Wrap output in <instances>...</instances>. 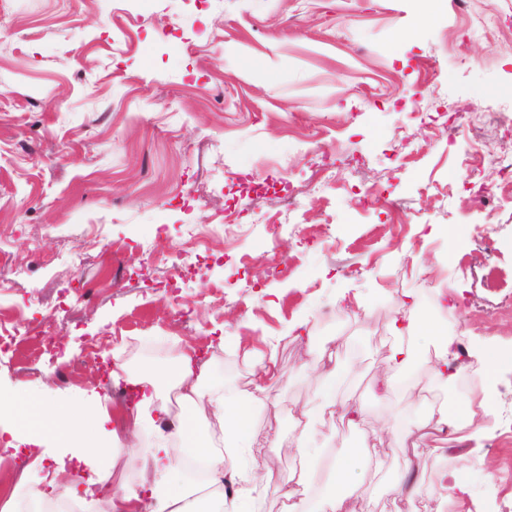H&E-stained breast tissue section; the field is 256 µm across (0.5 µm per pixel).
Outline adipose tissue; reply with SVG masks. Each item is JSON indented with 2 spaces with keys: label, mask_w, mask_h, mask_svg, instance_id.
<instances>
[{
  "label": "adipose tissue",
  "mask_w": 512,
  "mask_h": 512,
  "mask_svg": "<svg viewBox=\"0 0 512 512\" xmlns=\"http://www.w3.org/2000/svg\"><path fill=\"white\" fill-rule=\"evenodd\" d=\"M398 335L391 346L381 377L384 391L394 384L409 382L417 352L411 338L430 339L434 352L430 360L433 379L446 387H454L459 373V352L455 337L445 334L435 321L434 312H420L410 320H394ZM314 364L320 371L322 387L317 401L304 413L305 423L288 444L291 454L301 463L299 473L291 480L261 466L255 451L283 444L278 432H259L253 425L255 410L267 406L270 395L268 380L279 376L275 352L262 355L258 363V381L245 393L224 395L205 390L211 377L210 363L195 350L179 354L173 374L174 387L180 388L178 399H171L161 389L162 372L148 370L132 376V384L141 388L146 406L134 420L136 431L152 429L156 417L175 416L170 432L159 434L153 448L138 455L141 475L140 490L134 493V512H198L199 499L183 479L178 459L171 455V442H179L184 456L202 462L215 489L210 498L215 512H258L263 486L276 483L282 490V512H353L350 505L352 459L359 449H349L346 456L331 460V448L318 434L325 415L356 420L360 411L338 402L336 389L344 367L334 356H322ZM13 416L15 428L11 437L19 444L39 449L47 439L58 443L51 458L36 456L33 466L37 475L27 482L33 500L49 502L61 497L84 499L108 492L112 484L111 462L119 440L112 427V417L102 406L74 412L67 405L48 401L41 396H24L20 392L0 391V414ZM492 415V397L482 391L440 405L437 410L417 419L413 425L395 431L402 447L419 453L429 438L450 430L468 431L470 439L480 440L488 430ZM208 417L224 426L223 444L215 446L209 435L201 433L198 421ZM332 461L334 480L318 486L315 474L325 462ZM412 463H405L396 487L399 498L407 501L448 496L465 504L471 496L464 472L441 473L436 484L425 486L413 481Z\"/></svg>",
  "instance_id": "adipose-tissue-1"
}]
</instances>
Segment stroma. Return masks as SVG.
Returning a JSON list of instances; mask_svg holds the SVG:
<instances>
[{
  "mask_svg": "<svg viewBox=\"0 0 512 512\" xmlns=\"http://www.w3.org/2000/svg\"><path fill=\"white\" fill-rule=\"evenodd\" d=\"M0 0V326L43 330L54 346L0 352V387L80 408L105 397L120 428L135 373L198 349L226 386L252 387L254 351L276 347L280 379L257 429L290 439L319 391L312 352L343 337L352 365L341 399L363 411L336 423L337 451L385 415L415 419L403 395L378 398L390 325L433 308L462 346L504 353L491 430L452 435L423 455L422 480L465 469L471 512H512V199L482 198L512 125V0ZM485 142L473 169L466 143ZM336 180L315 175L316 153ZM382 188L384 199L361 193ZM290 223L269 229L287 201ZM397 205L403 225L393 224ZM239 213L231 229L212 213ZM463 246L445 262L449 233ZM413 296V308L403 307ZM361 307L343 314L341 297ZM155 432L123 433L112 494L76 512H114L138 490L133 459ZM403 464L395 438L352 461L356 512H393Z\"/></svg>",
  "mask_w": 512,
  "mask_h": 512,
  "instance_id": "stroma-1",
  "label": "stroma"
}]
</instances>
